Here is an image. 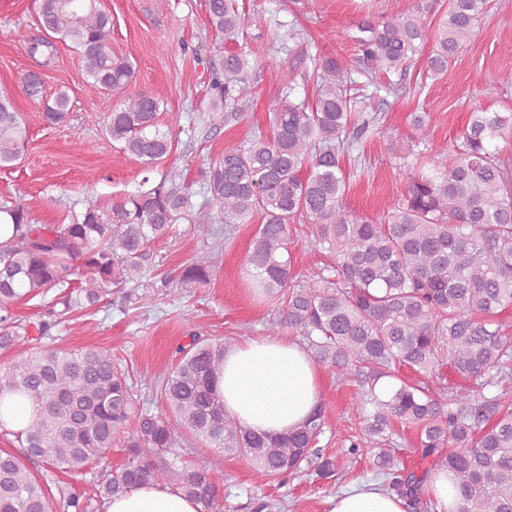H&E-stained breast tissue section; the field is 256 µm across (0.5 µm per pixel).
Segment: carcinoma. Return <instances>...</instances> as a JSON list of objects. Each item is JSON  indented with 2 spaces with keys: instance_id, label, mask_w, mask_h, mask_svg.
Here are the masks:
<instances>
[{
  "instance_id": "1",
  "label": "carcinoma",
  "mask_w": 512,
  "mask_h": 512,
  "mask_svg": "<svg viewBox=\"0 0 512 512\" xmlns=\"http://www.w3.org/2000/svg\"><path fill=\"white\" fill-rule=\"evenodd\" d=\"M434 4L416 0L407 13L362 24L352 37L353 66L313 55L311 102L292 99L298 73L276 63L282 98L271 135L224 149L206 172L207 189L224 232L260 218L248 265L252 286L279 302L267 333L299 337L316 362L357 386L351 412L360 427L336 432L339 451L356 456L377 445L376 471L411 512L438 508L428 484L437 469L452 475L453 512H512V401L483 394L512 382V335L498 321L512 310V154L500 147L512 145V113L475 108L459 142L424 162L417 147L429 136V115L415 113L414 142L390 144L404 168L400 201L376 221L345 207L350 175L343 157L376 121L364 115L368 103L355 75L403 74L427 48V74L445 72L474 35L488 0H449L435 26L426 20ZM208 21L233 42L248 18L237 0H208ZM38 22L46 37L27 50L43 57L42 65L60 42L77 54L92 86L122 93L133 82L132 62L112 54V18L100 0H40ZM253 56L249 48L225 51L209 110L212 126L224 125L229 110L245 108L232 91L246 81ZM21 84L42 104L45 122L56 124L70 111L68 91L44 95L42 74L29 71ZM165 104L160 91L131 93L103 125L146 173L173 149L170 134L159 128ZM27 144L15 100L0 89V169L15 166ZM149 182L144 177L146 188L115 202H88L67 224L39 223L21 199L0 204V349L36 331L27 353L0 366V394L31 393L40 402L15 433L22 454L0 449V512H52L53 481L35 475L24 456L71 477L99 467L92 495L60 494L63 512H103L107 499L148 483L178 487L200 512H224L211 460L174 457L180 428L203 447L247 457L260 484L310 467L326 479L336 471L338 455L319 446L330 430L324 404L300 430L274 438L245 429L224 410L215 388L230 348L224 342L194 336L177 347L169 366L138 383L99 349L41 345L66 316L98 304L114 266L130 280L141 275L152 265L153 244L188 216L191 193L180 174L170 170ZM195 224L204 247L181 271L186 284L205 283L216 270L211 217ZM294 224L311 225L312 245L334 258L299 281L288 251ZM51 291L47 318L17 322L16 304ZM402 367L417 378L400 377ZM140 385L160 393L167 413L140 407ZM395 420L416 430L421 460L430 462L423 471L408 468L390 449ZM119 439L129 458L112 466L106 454Z\"/></svg>"
}]
</instances>
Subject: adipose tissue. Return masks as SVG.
<instances>
[{
  "label": "adipose tissue",
  "instance_id": "obj_1",
  "mask_svg": "<svg viewBox=\"0 0 512 512\" xmlns=\"http://www.w3.org/2000/svg\"><path fill=\"white\" fill-rule=\"evenodd\" d=\"M216 389L225 410L246 429L282 436L300 428L319 402L320 372L307 351L288 339H251L224 354ZM330 512H406V503L379 483L356 484L329 500ZM171 486L145 484L109 500L105 512H199Z\"/></svg>",
  "mask_w": 512,
  "mask_h": 512
}]
</instances>
